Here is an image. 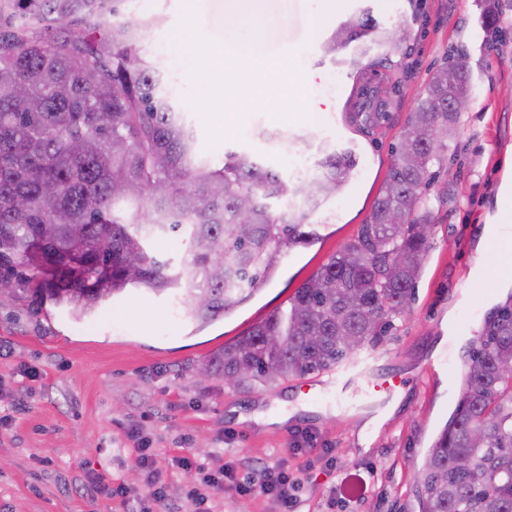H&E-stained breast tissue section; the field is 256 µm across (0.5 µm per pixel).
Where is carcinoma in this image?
Returning a JSON list of instances; mask_svg holds the SVG:
<instances>
[{"mask_svg": "<svg viewBox=\"0 0 512 512\" xmlns=\"http://www.w3.org/2000/svg\"><path fill=\"white\" fill-rule=\"evenodd\" d=\"M124 0H0V290L23 273L36 305L80 319L127 287L174 292L206 323L260 290L286 251L307 246L311 209L276 205L301 196L318 207L349 182L352 154L327 152L318 173L284 177L246 153L213 168L195 160L191 128L163 91L160 64L141 55L149 15L120 21ZM369 15L341 23L328 53L374 35ZM470 67L454 84L437 75L408 118L388 188L370 223L269 313L203 362L250 391L335 369L381 341L413 293L428 249L422 188L448 152L469 98ZM386 112L352 119L378 128ZM178 233L177 267L149 254ZM472 460L463 468L459 461ZM421 512H512V303L485 319L465 361L455 413L416 476Z\"/></svg>", "mask_w": 512, "mask_h": 512, "instance_id": "obj_1", "label": "carcinoma"}]
</instances>
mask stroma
Instances as JSON below:
<instances>
[{
    "mask_svg": "<svg viewBox=\"0 0 512 512\" xmlns=\"http://www.w3.org/2000/svg\"><path fill=\"white\" fill-rule=\"evenodd\" d=\"M374 2L378 36L369 53L349 45L330 55L323 45L336 18H323L319 38H310L314 0H256L254 8L265 18L256 43L245 42L226 16L227 0H197L203 32L220 43H239L244 52L265 57L294 50L305 56L306 79L339 76L335 94L308 98L312 120L284 122L257 113L246 121L242 140L209 149L200 118L183 101L189 83L175 43L180 0H126L122 19L150 13L163 19L143 50L174 74V104L194 132L198 159L219 167L225 152L246 151L288 175L289 157L302 154L314 163L322 147L344 140L360 162L349 185L312 213L321 240L289 251L257 295L204 328L186 317L168 326L155 308L159 295L147 290L113 298L80 320L48 302L34 308L26 292L0 294V343L11 348L0 357V403L21 406L0 432V512H123L105 496L90 500L82 485L91 474L140 485L141 475L123 450L127 430L139 424L147 426L163 467L187 451L220 448L242 477L254 464L277 460L289 471H303L307 480L296 491V512H419L414 475L462 388L461 378L449 377L446 361L464 364L468 351L464 345L447 351L448 322L471 311V329L479 331L490 312L512 299L471 275L479 263L497 271L493 255L477 247L484 226L496 221L498 199L512 192V0H501L502 33L486 52L479 18L488 0ZM399 26L408 37L398 50L384 35ZM462 48L470 56L472 92L450 152L430 168V248L411 303L382 342L363 351L361 363L319 374L326 380L371 368L406 372L399 400L382 398L395 403L392 416L372 433L364 428L369 412L351 405L316 412L296 401L287 379L241 392L220 376L198 378V366L210 355L286 307L296 288L357 238L385 190L410 113L449 54ZM368 81L389 89L391 105L389 122L365 134L349 114ZM26 367L37 369L36 379L22 377ZM284 412L288 421L274 423ZM309 444L314 453H306ZM362 479L364 493L358 489Z\"/></svg>",
    "mask_w": 512,
    "mask_h": 512,
    "instance_id": "obj_1",
    "label": "stroma"
}]
</instances>
